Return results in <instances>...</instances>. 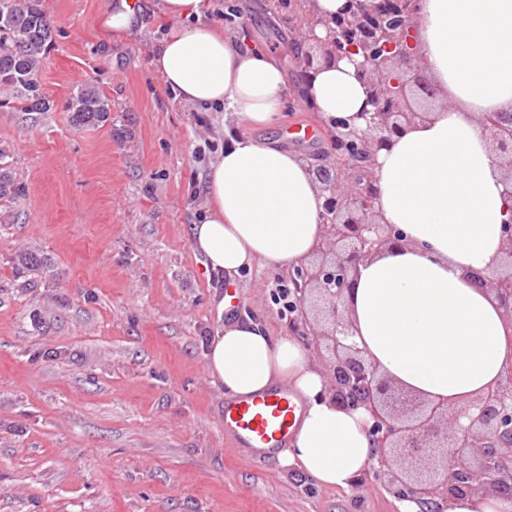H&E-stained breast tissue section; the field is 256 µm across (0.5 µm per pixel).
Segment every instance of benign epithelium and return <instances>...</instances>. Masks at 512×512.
<instances>
[{
	"mask_svg": "<svg viewBox=\"0 0 512 512\" xmlns=\"http://www.w3.org/2000/svg\"><path fill=\"white\" fill-rule=\"evenodd\" d=\"M418 0H346L328 20L301 14L307 47L296 53L302 75L322 63L344 58L354 62L368 88L371 109L362 112L367 128L343 132L328 128L329 155L313 164L324 197V240L316 258L288 274V294L295 298L290 323L307 342L327 351L322 357L330 379L329 395L346 410L364 409L375 453L370 466L375 479L398 501H413L421 512H447L455 496L498 491L512 493V368L467 414L448 402H432L398 388L379 373L352 341L353 325L344 297L359 266L381 249L404 245L392 224L377 220V188L368 167L376 154L424 114L408 104L411 93L410 30ZM327 38L314 34L316 26ZM497 157L505 167L512 195V113L483 119ZM505 248L492 274L471 278L491 288L512 323V220L504 225ZM468 416L462 425L459 419Z\"/></svg>",
	"mask_w": 512,
	"mask_h": 512,
	"instance_id": "benign-epithelium-1",
	"label": "benign epithelium"
}]
</instances>
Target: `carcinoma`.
I'll list each match as a JSON object with an SVG mask.
<instances>
[{"label": "carcinoma", "mask_w": 512, "mask_h": 512, "mask_svg": "<svg viewBox=\"0 0 512 512\" xmlns=\"http://www.w3.org/2000/svg\"><path fill=\"white\" fill-rule=\"evenodd\" d=\"M53 39V22L43 0H0V89L9 91L8 102L15 111L52 109L53 101L42 92L40 79ZM67 110L77 129L112 123V101L92 85L78 88ZM25 191L0 152V198L21 197Z\"/></svg>", "instance_id": "cac0c4a2"}]
</instances>
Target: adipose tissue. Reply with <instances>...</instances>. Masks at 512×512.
<instances>
[{
  "mask_svg": "<svg viewBox=\"0 0 512 512\" xmlns=\"http://www.w3.org/2000/svg\"><path fill=\"white\" fill-rule=\"evenodd\" d=\"M153 7L185 24L153 48L164 86L184 104L234 118L209 166L193 249L209 273L228 278L257 264L292 269L323 240L320 183L301 154L250 134L278 124L287 97L282 72L247 37L216 33L212 0ZM413 45L442 104L378 152L372 167L379 220L401 229L406 244L361 265L345 305L359 347L384 375L404 391L462 408L512 364V323L495 293L470 279L498 264L512 218L481 122L512 112V0H421ZM307 93L323 122L364 129L367 88L347 61L320 66ZM206 361L226 399L292 392L296 429L276 453L279 464L316 485L353 490L374 453L368 415L330 400L305 344L236 317L213 336Z\"/></svg>",
  "mask_w": 512,
  "mask_h": 512,
  "instance_id": "adipose-tissue-1",
  "label": "adipose tissue"
}]
</instances>
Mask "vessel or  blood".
Wrapping results in <instances>:
<instances>
[{
  "label": "vessel or blood",
  "mask_w": 512,
  "mask_h": 512,
  "mask_svg": "<svg viewBox=\"0 0 512 512\" xmlns=\"http://www.w3.org/2000/svg\"><path fill=\"white\" fill-rule=\"evenodd\" d=\"M298 408L292 395L274 389L247 400L224 404V431L246 448L272 455L295 432Z\"/></svg>",
  "instance_id": "vessel-or-blood-1"
}]
</instances>
